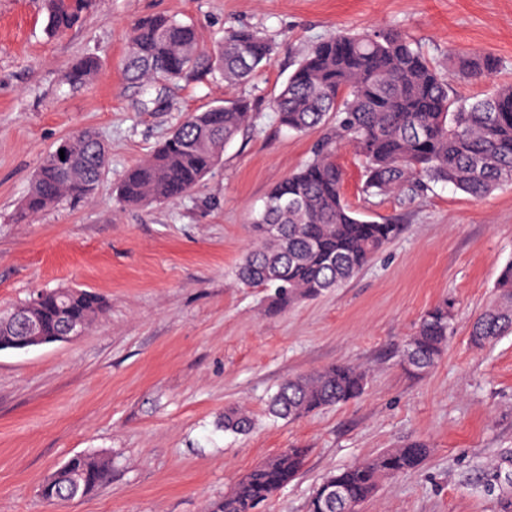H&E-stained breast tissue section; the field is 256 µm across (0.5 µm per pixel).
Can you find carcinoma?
Masks as SVG:
<instances>
[{"instance_id":"cac0c4a2","label":"carcinoma","mask_w":512,"mask_h":512,"mask_svg":"<svg viewBox=\"0 0 512 512\" xmlns=\"http://www.w3.org/2000/svg\"><path fill=\"white\" fill-rule=\"evenodd\" d=\"M92 0H45L48 30L62 34L91 7ZM273 47L258 32H224L216 48L206 47L193 24L168 16L139 22L132 30L124 62L127 79L147 102L156 104L153 82L219 74L230 87L243 84L271 63ZM458 72L479 83L498 69L495 57L457 54ZM98 69L92 57L68 72L74 86L86 84ZM278 122L296 133L324 127L315 154L267 194L251 218L254 241L238 267L247 286L275 289L283 305H295L343 287L354 278L400 225L362 218L343 192L344 175L336 148L351 149L362 163L368 197L424 193L430 183L451 184L479 201L497 187L512 184V84L461 99L449 80L404 33L338 30L315 44L297 63L279 95ZM253 120L252 103L232 97L193 112L155 149L123 174L115 198L125 205L173 202L195 188L222 161L225 147ZM49 153L19 208V223L61 198H88L105 173L107 150L91 130L70 136ZM69 318L89 329L104 312L95 292H37L24 302L40 332L61 327L57 303ZM455 330L448 302L425 312L417 331L401 349V362L414 374L433 369ZM512 332V260L501 269L489 304L474 319L471 343L482 348ZM367 374L350 364H332L287 379L269 398L268 411L295 420L359 398ZM252 418L242 408L224 409V431L242 433ZM309 449L288 448L242 477L211 512H255L301 471ZM429 453L410 441L327 475L309 500V512H358L377 492L381 479L416 471ZM111 462L92 454L68 459L42 485L49 502L83 497L107 481ZM491 481L512 487V455L503 456Z\"/></svg>"}]
</instances>
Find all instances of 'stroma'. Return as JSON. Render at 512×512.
I'll return each mask as SVG.
<instances>
[{
    "label": "stroma",
    "instance_id": "35a3bbf8",
    "mask_svg": "<svg viewBox=\"0 0 512 512\" xmlns=\"http://www.w3.org/2000/svg\"><path fill=\"white\" fill-rule=\"evenodd\" d=\"M154 15L193 23L209 44L253 28L273 60L245 85L168 82L160 104L144 105L122 59L131 29ZM45 25L43 0H0V310L57 288L95 292L106 309L76 340L0 351V512H210L293 445L310 451L304 468L256 512H308L326 474L410 440L429 446L423 465L382 480L360 512H512V489L487 485L512 453V333L482 349L469 340L512 259V185L479 201L442 183L411 202L368 198L343 147L346 200L401 225L399 235L344 287L294 306L236 277L253 211L322 136L276 120L273 101L298 60L336 30L394 27L443 66L452 51L493 54L498 81L512 83V0H93L64 35ZM87 56L97 74L70 85ZM239 95L253 126L198 186L170 203L116 201L122 174L188 113ZM84 128L108 148L94 196L16 223L42 160ZM443 300L456 332L431 371L409 373L402 345ZM334 363L367 371L361 398L291 422L267 415L284 380ZM234 406L254 418L248 433L225 431ZM77 454L108 456V480L47 503L43 482Z\"/></svg>",
    "mask_w": 512,
    "mask_h": 512
}]
</instances>
